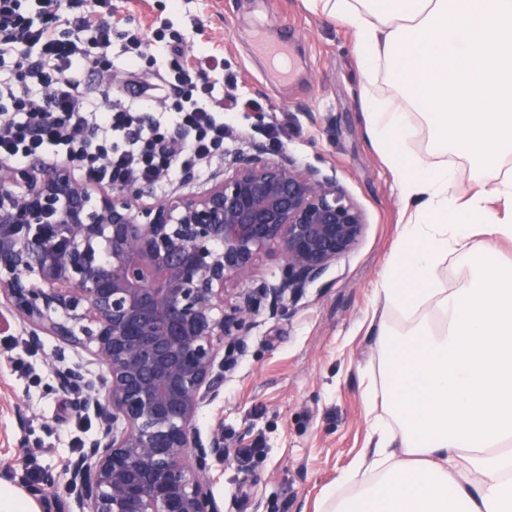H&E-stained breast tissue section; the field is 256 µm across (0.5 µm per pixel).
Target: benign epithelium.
<instances>
[{
  "mask_svg": "<svg viewBox=\"0 0 512 512\" xmlns=\"http://www.w3.org/2000/svg\"><path fill=\"white\" fill-rule=\"evenodd\" d=\"M194 180L146 204L151 186L98 187L64 163L0 168V296L29 346L60 341L57 388L99 423L69 467L68 512H220L209 472L224 427H196L224 395L220 350L245 354L251 316L284 315L367 224L337 175L261 141L224 153L210 186L181 190ZM273 250L279 277L257 278ZM229 281L248 285L234 303ZM77 349L102 370L73 363Z\"/></svg>",
  "mask_w": 512,
  "mask_h": 512,
  "instance_id": "7a95c632",
  "label": "benign epithelium"
}]
</instances>
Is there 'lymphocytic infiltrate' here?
Instances as JSON below:
<instances>
[{
	"mask_svg": "<svg viewBox=\"0 0 512 512\" xmlns=\"http://www.w3.org/2000/svg\"><path fill=\"white\" fill-rule=\"evenodd\" d=\"M30 18L23 0H0V161L22 165L54 154L85 179L121 185L138 181L162 187L183 172L205 175L224 154V99L201 68L183 60L180 43L163 34L131 33L122 49L136 69L141 48L156 42L167 59L166 82L174 96L169 121L155 116L149 98L117 102L112 18L95 0L77 10L74 0H37Z\"/></svg>",
	"mask_w": 512,
	"mask_h": 512,
	"instance_id": "obj_1",
	"label": "lymphocytic infiltrate"
}]
</instances>
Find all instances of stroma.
Wrapping results in <instances>:
<instances>
[{"mask_svg":"<svg viewBox=\"0 0 512 512\" xmlns=\"http://www.w3.org/2000/svg\"><path fill=\"white\" fill-rule=\"evenodd\" d=\"M160 28L186 35L190 62L218 59L227 149L275 132L300 164L335 171L367 215L358 246L287 315H255L223 398L197 417L201 432L224 426L228 458L210 471L223 512H325L327 491L372 448L362 392L384 314L375 288L404 222L395 176L365 129L353 34L304 0H112L113 35ZM261 39L287 43L290 78L260 57ZM56 345L48 336L29 347L16 316L0 324V463L30 458L25 471L0 466V481L24 491L57 478L99 431L58 391Z\"/></svg>","mask_w":512,"mask_h":512,"instance_id":"stroma-1","label":"stroma"}]
</instances>
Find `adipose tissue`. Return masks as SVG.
<instances>
[{
  "label": "adipose tissue",
  "mask_w": 512,
  "mask_h": 512,
  "mask_svg": "<svg viewBox=\"0 0 512 512\" xmlns=\"http://www.w3.org/2000/svg\"><path fill=\"white\" fill-rule=\"evenodd\" d=\"M306 2L354 34L367 133L409 214L376 285L399 325L363 391L388 410L329 512H512V0ZM450 153L482 175L467 199ZM452 255L470 261L454 289Z\"/></svg>",
  "instance_id": "obj_1"
}]
</instances>
